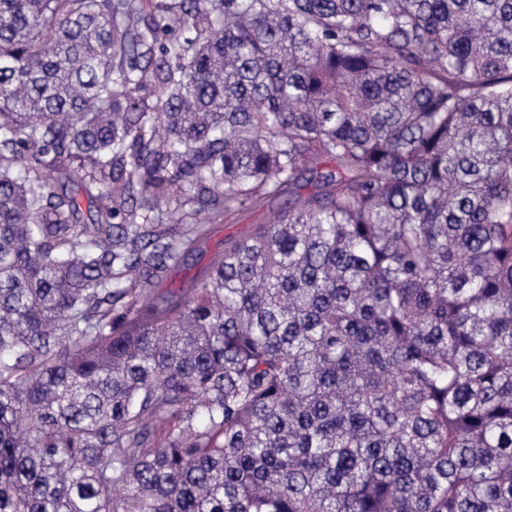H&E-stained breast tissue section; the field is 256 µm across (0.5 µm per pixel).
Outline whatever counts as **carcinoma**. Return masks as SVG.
<instances>
[{"label":"carcinoma","instance_id":"carcinoma-1","mask_svg":"<svg viewBox=\"0 0 512 512\" xmlns=\"http://www.w3.org/2000/svg\"><path fill=\"white\" fill-rule=\"evenodd\" d=\"M0 512H512V0H0ZM290 194L286 188L279 195L257 192L252 200L237 210L224 224H211L208 236L197 244L194 262L196 265L173 273L176 282L193 276L210 259L224 249L225 239H245L253 235L259 224H267L276 211L285 208Z\"/></svg>","mask_w":512,"mask_h":512}]
</instances>
